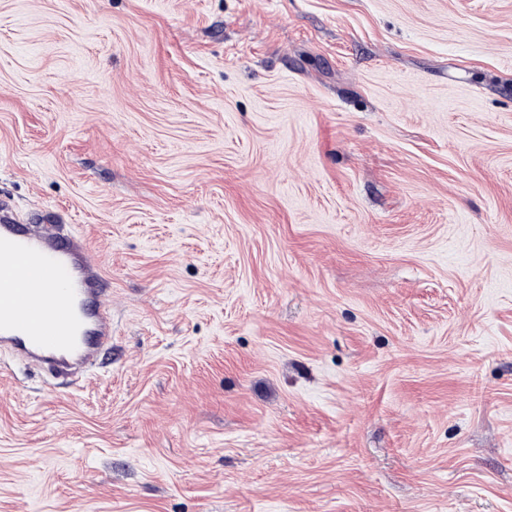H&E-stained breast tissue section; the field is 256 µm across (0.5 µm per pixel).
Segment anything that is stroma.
<instances>
[{
    "mask_svg": "<svg viewBox=\"0 0 512 512\" xmlns=\"http://www.w3.org/2000/svg\"><path fill=\"white\" fill-rule=\"evenodd\" d=\"M1 195L113 333L0 512H512V0H0Z\"/></svg>",
    "mask_w": 512,
    "mask_h": 512,
    "instance_id": "1",
    "label": "stroma"
}]
</instances>
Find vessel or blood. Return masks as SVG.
<instances>
[{
  "instance_id": "obj_1",
  "label": "vessel or blood",
  "mask_w": 512,
  "mask_h": 512,
  "mask_svg": "<svg viewBox=\"0 0 512 512\" xmlns=\"http://www.w3.org/2000/svg\"><path fill=\"white\" fill-rule=\"evenodd\" d=\"M110 294L80 237L0 200L1 351L54 377L90 371L112 347Z\"/></svg>"
}]
</instances>
